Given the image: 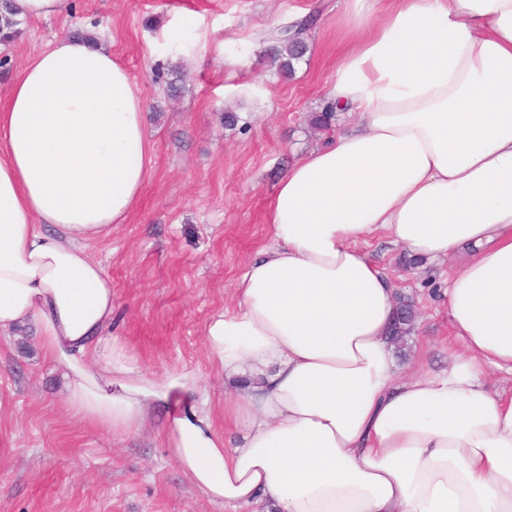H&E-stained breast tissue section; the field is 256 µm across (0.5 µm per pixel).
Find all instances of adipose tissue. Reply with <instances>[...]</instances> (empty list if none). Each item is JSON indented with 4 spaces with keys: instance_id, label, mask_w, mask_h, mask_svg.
<instances>
[{
    "instance_id": "obj_1",
    "label": "adipose tissue",
    "mask_w": 512,
    "mask_h": 512,
    "mask_svg": "<svg viewBox=\"0 0 512 512\" xmlns=\"http://www.w3.org/2000/svg\"><path fill=\"white\" fill-rule=\"evenodd\" d=\"M339 8L329 98L359 120L280 181L270 244L206 326L223 427L192 375H146L107 333L112 281L87 246L136 206L149 142L128 71L81 37L0 105V333L36 321L67 409L113 436L167 408L169 454L213 503L512 512V0ZM376 233L428 262L472 247L443 290L447 368L398 376L394 288L361 248Z\"/></svg>"
}]
</instances>
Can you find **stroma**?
<instances>
[{
	"label": "stroma",
	"mask_w": 512,
	"mask_h": 512,
	"mask_svg": "<svg viewBox=\"0 0 512 512\" xmlns=\"http://www.w3.org/2000/svg\"><path fill=\"white\" fill-rule=\"evenodd\" d=\"M338 0H66L0 43V100L24 65L65 34H103L143 102L148 177L125 223L89 244L112 281L109 335L157 377L189 373L223 424L224 378L204 345L210 318L237 307L235 282L270 241L267 204L288 168L328 134L309 119L336 68ZM313 15L309 53L280 78L267 55L274 28ZM185 73L170 99L173 65ZM236 126L224 125L225 108ZM367 251L396 294L417 306L398 368L448 364L443 288L468 249L421 269L373 236ZM0 512H225L188 483L155 427L112 438L68 411L63 367L36 322L0 334Z\"/></svg>",
	"instance_id": "35a3bbf8"
}]
</instances>
